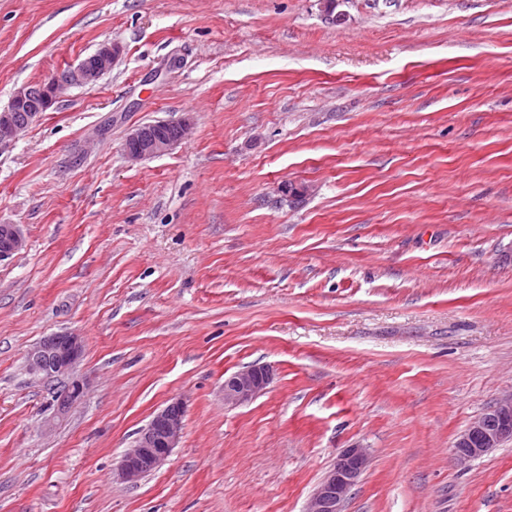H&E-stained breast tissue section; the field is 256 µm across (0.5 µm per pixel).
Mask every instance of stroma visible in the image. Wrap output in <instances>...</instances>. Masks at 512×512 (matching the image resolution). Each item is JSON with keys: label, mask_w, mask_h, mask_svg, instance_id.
I'll return each mask as SVG.
<instances>
[{"label": "stroma", "mask_w": 512, "mask_h": 512, "mask_svg": "<svg viewBox=\"0 0 512 512\" xmlns=\"http://www.w3.org/2000/svg\"><path fill=\"white\" fill-rule=\"evenodd\" d=\"M0 0V109L123 55L0 148V512H512V0ZM192 116L138 163L131 126ZM302 188L288 196L284 185ZM74 332L84 399L25 368ZM268 365L248 404L224 379ZM185 404L172 455L116 476ZM23 246L24 237L18 225L0 224V259L11 256ZM509 438H512V395L499 399L471 423L453 446L455 458L461 464L466 463ZM184 415L185 405L179 399L171 400L156 412L148 425L138 432L132 448L122 456L118 477L135 483L165 462L181 439ZM368 464L363 448H346L315 490L308 512H343V505Z\"/></svg>", "instance_id": "obj_1"}]
</instances>
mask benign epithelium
Instances as JSON below:
<instances>
[{
	"instance_id": "obj_1",
	"label": "benign epithelium",
	"mask_w": 512,
	"mask_h": 512,
	"mask_svg": "<svg viewBox=\"0 0 512 512\" xmlns=\"http://www.w3.org/2000/svg\"><path fill=\"white\" fill-rule=\"evenodd\" d=\"M122 54L117 43H103L92 59H83L77 66L58 72L38 87H20L11 99V107L0 112V147L15 140L16 135L51 109L70 87L96 83L110 72ZM173 126L178 135L168 137L162 128ZM193 129L189 119L176 122L157 121L128 129L124 153L131 162L142 161L171 150ZM24 237L18 225L0 224V259L22 249ZM85 353L82 337L73 333L54 334L44 338L26 355L30 375L49 380L67 377L70 382L59 396V407L65 410L84 396L87 381L72 377ZM268 366H248L224 379V403L241 405L263 392L272 381ZM185 405L180 399L171 400L154 414L146 427L138 432L132 448L122 456L118 477L135 483L146 473L165 462L177 447L183 427ZM512 438V395L499 399L475 419L455 442L454 455L459 463L475 459L503 441ZM368 464L363 448H346L323 477L315 490L308 512H343V505Z\"/></svg>"
}]
</instances>
